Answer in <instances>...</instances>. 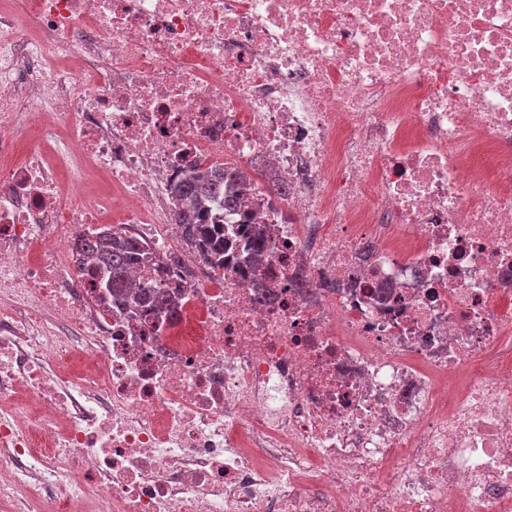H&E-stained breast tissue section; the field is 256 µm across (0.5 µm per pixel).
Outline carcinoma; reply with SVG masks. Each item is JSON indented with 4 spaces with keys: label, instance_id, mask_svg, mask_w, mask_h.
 <instances>
[{
    "label": "carcinoma",
    "instance_id": "cac0c4a2",
    "mask_svg": "<svg viewBox=\"0 0 512 512\" xmlns=\"http://www.w3.org/2000/svg\"><path fill=\"white\" fill-rule=\"evenodd\" d=\"M173 194L182 202L177 224L181 238L206 261L224 265V231L210 223L207 206L214 200L231 207L240 204V198L224 196V172L200 170L193 176L179 180L172 187ZM81 251L94 258L99 266L89 270L90 284L94 288H110L112 295L130 297L129 305L136 311L164 314L172 317L177 313L176 302L166 284L170 265L180 263L178 255L157 263L151 268L150 279L138 293H127L129 273L140 266L145 245L134 236L121 231L106 229L95 239L80 241Z\"/></svg>",
    "mask_w": 512,
    "mask_h": 512
}]
</instances>
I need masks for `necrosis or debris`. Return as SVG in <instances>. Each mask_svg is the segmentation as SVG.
Instances as JSON below:
<instances>
[{
	"label": "necrosis or debris",
	"mask_w": 512,
	"mask_h": 512,
	"mask_svg": "<svg viewBox=\"0 0 512 512\" xmlns=\"http://www.w3.org/2000/svg\"><path fill=\"white\" fill-rule=\"evenodd\" d=\"M202 166L223 268L90 288ZM1 506L512 512V0H0ZM79 247L100 264L89 270L92 288H111L112 295L129 298V273L140 266L145 252L143 242L110 228L94 240H80ZM179 263L180 259L175 254L169 260L156 263L154 267H150V279H147V283L140 287L138 293L130 296V300H127L129 305L138 312H149L153 315L164 314L165 316L173 317L177 313L176 302L170 295L169 289L177 288V285L170 286L166 283L165 276H167L169 265H178ZM157 282L161 285V282H163L165 286L163 288L158 287L156 285Z\"/></svg>",
	"instance_id": "necrosis-or-debris-1"
}]
</instances>
